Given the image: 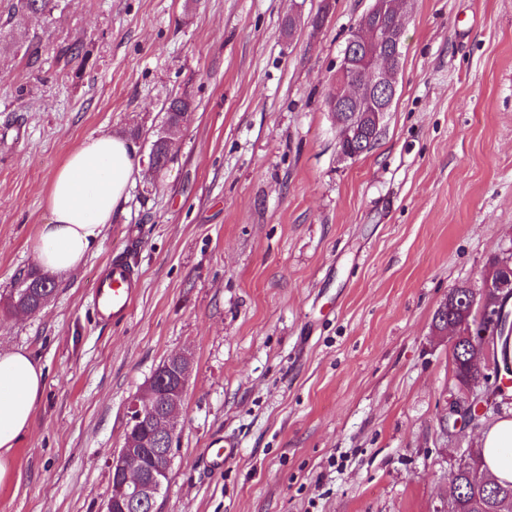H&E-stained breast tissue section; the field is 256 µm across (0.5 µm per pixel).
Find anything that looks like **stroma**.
Returning a JSON list of instances; mask_svg holds the SVG:
<instances>
[{
    "mask_svg": "<svg viewBox=\"0 0 512 512\" xmlns=\"http://www.w3.org/2000/svg\"><path fill=\"white\" fill-rule=\"evenodd\" d=\"M0 0V296L31 270L51 176L123 131L142 177L84 265L37 313L0 311L46 386L9 458L0 512H103L126 408L188 354L158 512H435L482 422L432 318L512 255V0H413L396 96L373 147L341 156L324 98L372 0ZM301 21L285 36L287 15ZM323 15L320 27L312 19ZM83 42L86 56L65 47ZM194 108L161 173L162 107ZM126 254L130 316L92 282ZM232 437L237 454L203 457Z\"/></svg>",
    "mask_w": 512,
    "mask_h": 512,
    "instance_id": "35a3bbf8",
    "label": "stroma"
}]
</instances>
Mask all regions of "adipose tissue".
Masks as SVG:
<instances>
[{
	"label": "adipose tissue",
	"instance_id": "ef3b65f1",
	"mask_svg": "<svg viewBox=\"0 0 512 512\" xmlns=\"http://www.w3.org/2000/svg\"><path fill=\"white\" fill-rule=\"evenodd\" d=\"M141 172L136 145L120 135H91L72 150L52 175L49 219L38 226L30 244L41 269L58 279L74 273ZM44 386V369L26 350H0V484L13 478L5 461L27 432ZM478 446L483 472L512 482V417L489 423Z\"/></svg>",
	"mask_w": 512,
	"mask_h": 512
}]
</instances>
